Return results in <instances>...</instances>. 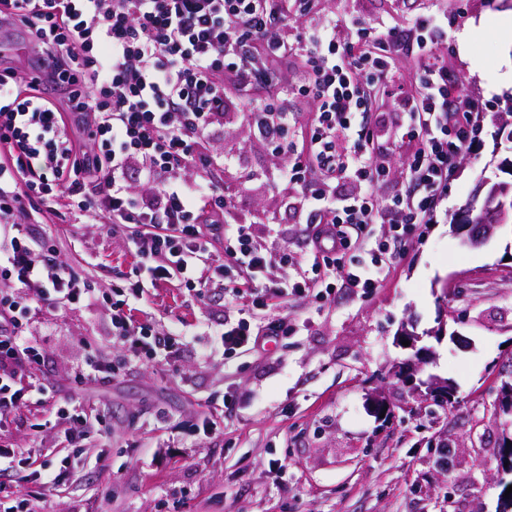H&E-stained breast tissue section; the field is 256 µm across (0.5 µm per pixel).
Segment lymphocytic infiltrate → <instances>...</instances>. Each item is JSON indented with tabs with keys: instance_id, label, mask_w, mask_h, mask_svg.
Returning <instances> with one entry per match:
<instances>
[{
	"instance_id": "obj_1",
	"label": "lymphocytic infiltrate",
	"mask_w": 512,
	"mask_h": 512,
	"mask_svg": "<svg viewBox=\"0 0 512 512\" xmlns=\"http://www.w3.org/2000/svg\"><path fill=\"white\" fill-rule=\"evenodd\" d=\"M316 2L0 0V34L23 30L35 53L23 70L0 53V275L13 285L0 290V426L40 391L46 353L24 334L31 315L48 302L65 308L97 298L58 259L57 233L27 227L58 197L99 223L138 225L141 264L108 297L112 334L133 358L169 364L180 352L175 332L133 314L148 288H229L244 305L225 318L215 343L228 353L254 351L291 332L277 308L327 298L340 283L378 287L401 257L398 243L431 223L457 160L480 139L487 108L448 76L440 53L447 24L428 16L379 30L329 20L290 40V17ZM289 56L302 71L284 83L287 92L314 105L301 128L277 100L253 99L281 81L279 64ZM403 57L416 62L398 93L405 179L382 202L390 161L369 114ZM228 79L249 108L254 138L302 192L307 261L285 281L272 278L271 253L251 225L232 217L233 201L208 177L217 159L200 143L224 127ZM349 173L355 187L337 197L333 184ZM376 224L388 225V236H365ZM355 231L363 235L356 243ZM255 308L269 317L256 322ZM69 463L64 456L34 470L17 449L2 447L0 494L8 490L2 475L23 472L32 497H41Z\"/></svg>"
}]
</instances>
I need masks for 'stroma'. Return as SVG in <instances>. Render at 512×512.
Returning <instances> with one entry per match:
<instances>
[{
	"mask_svg": "<svg viewBox=\"0 0 512 512\" xmlns=\"http://www.w3.org/2000/svg\"><path fill=\"white\" fill-rule=\"evenodd\" d=\"M509 9L512 0H321L316 12L293 16L299 29L325 15L383 28L447 12L448 71L459 91L489 103L474 156L457 161L432 224L407 242L379 288L289 302L294 330L265 350H206L204 334L223 322L228 295L164 284L141 307L158 325L182 329L179 360H133L118 379L80 389L72 374L88 352L112 360L126 347L112 334L106 303L44 306L27 333L47 351L38 373L45 400L18 408L1 434L42 462L66 444L52 401H74L104 423L91 426L84 453L44 497L27 499V483L13 477L29 512H497L512 482L497 468L502 421L493 412L512 380V224L479 247L462 245L453 226L479 180L512 160V87L498 85L512 29L478 25ZM210 148L239 159V169L216 178L264 247L292 256L275 276L294 275L306 255L298 196L250 140L245 106ZM38 222L57 229L61 260L97 292L132 276L131 228L76 218L63 197ZM407 325L429 350L419 379L448 381L447 404L390 378L394 364L414 355L399 338ZM220 403L216 430L190 432Z\"/></svg>",
	"mask_w": 512,
	"mask_h": 512,
	"instance_id": "stroma-1",
	"label": "stroma"
}]
</instances>
